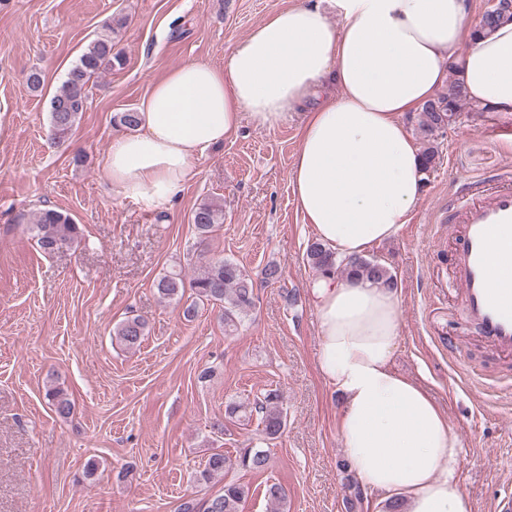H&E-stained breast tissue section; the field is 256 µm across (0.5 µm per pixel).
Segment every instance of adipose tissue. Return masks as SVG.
Returning <instances> with one entry per match:
<instances>
[{
    "label": "adipose tissue",
    "mask_w": 512,
    "mask_h": 512,
    "mask_svg": "<svg viewBox=\"0 0 512 512\" xmlns=\"http://www.w3.org/2000/svg\"><path fill=\"white\" fill-rule=\"evenodd\" d=\"M340 19L299 4L267 16L224 57L189 61L155 81L138 132L113 136L105 181L124 197L171 202L194 161L238 131L300 113L293 195L317 240L339 258L397 237L422 189L406 115L448 77L477 108L512 112V20L481 32L469 0H329ZM321 376L341 399L337 429L362 489L405 512H473L457 477L446 414L393 365L394 290L361 276L314 285Z\"/></svg>",
    "instance_id": "adipose-tissue-1"
}]
</instances>
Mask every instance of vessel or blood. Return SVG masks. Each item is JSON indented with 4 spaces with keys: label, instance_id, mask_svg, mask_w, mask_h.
<instances>
[{
    "label": "vessel or blood",
    "instance_id": "vessel-or-blood-1",
    "mask_svg": "<svg viewBox=\"0 0 512 512\" xmlns=\"http://www.w3.org/2000/svg\"><path fill=\"white\" fill-rule=\"evenodd\" d=\"M462 231L453 255L463 318L487 342L512 351V285L491 287L490 260L512 257V185L476 188L456 208Z\"/></svg>",
    "mask_w": 512,
    "mask_h": 512
}]
</instances>
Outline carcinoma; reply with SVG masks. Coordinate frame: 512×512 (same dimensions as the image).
<instances>
[{
    "mask_svg": "<svg viewBox=\"0 0 512 512\" xmlns=\"http://www.w3.org/2000/svg\"><path fill=\"white\" fill-rule=\"evenodd\" d=\"M114 60L119 62L121 58L113 52L112 37L106 35L92 42L78 62L69 69L66 79L49 102L51 135L56 142L64 143L70 138L79 115L87 107V87L91 78L112 68ZM465 103L466 97L461 85L453 82L448 88V94L424 104L419 112L409 116L410 121L416 122L422 135L423 173L427 174L434 169L439 133L455 122ZM191 221L203 243L224 223V216L219 206L203 202L193 211ZM27 230L45 255L72 247L80 236L79 225L55 209L39 212L32 223L27 225ZM306 257L308 263L322 274L341 269L395 285L388 269L377 261L361 257L344 267L334 253L320 242L309 245ZM187 287L193 292V300L185 306L184 318L188 321L194 318L199 305L205 302L219 304L224 309V330L227 332L236 331L241 317L255 306V289L249 275L240 266L222 257L209 259L201 272L189 280L182 273L175 272L162 277L157 283L158 293L168 300L182 299ZM146 332V320L133 316L120 322L114 335L120 344L132 350L141 346ZM46 399L59 416L70 414L72 404L62 390L48 389ZM226 414L238 420H249L253 415H258L262 433L268 440L277 439L287 423L282 396L277 390L266 392L251 405L245 402L232 403L227 406ZM268 464L267 451L252 446L240 448L234 455L220 450L210 453L204 468L196 473L195 481L205 485L221 482L222 488L207 498L184 499L177 507V512H242L249 487L234 479H227L228 474L232 471L261 472ZM265 497L278 512L288 502L283 487L278 483L266 485Z\"/></svg>",
    "mask_w": 512,
    "mask_h": 512,
    "instance_id": "carcinoma-1",
    "label": "carcinoma"
}]
</instances>
